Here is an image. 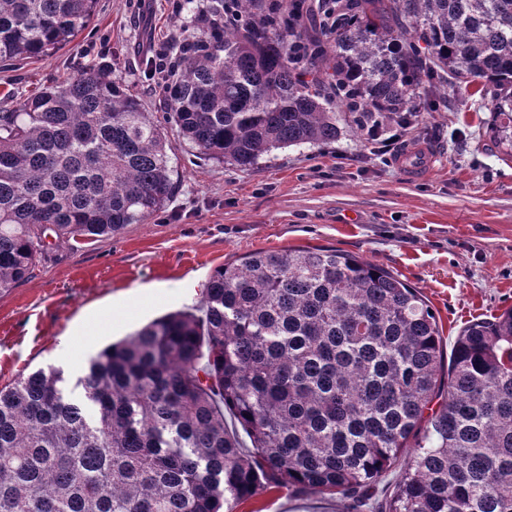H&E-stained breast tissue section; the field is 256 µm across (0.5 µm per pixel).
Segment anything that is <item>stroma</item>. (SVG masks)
<instances>
[{
	"label": "stroma",
	"instance_id": "obj_1",
	"mask_svg": "<svg viewBox=\"0 0 512 512\" xmlns=\"http://www.w3.org/2000/svg\"><path fill=\"white\" fill-rule=\"evenodd\" d=\"M196 0H100L73 44L0 69V109L81 68L109 70L146 111L165 110L160 77L145 63L175 24L205 37ZM105 42L103 54H87ZM341 136L274 151L249 170L204 161L170 134L176 191L144 224L61 249L32 278L0 294V385L53 365L76 380L105 346L167 313L197 305L224 263L263 250L332 248L397 274L426 298L446 343L468 321L512 307V158L497 154L477 83L412 118L408 144L436 157L422 181L404 179L380 154L360 115L340 110ZM236 512H347L344 500L264 494Z\"/></svg>",
	"mask_w": 512,
	"mask_h": 512
}]
</instances>
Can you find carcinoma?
<instances>
[{
	"label": "carcinoma",
	"mask_w": 512,
	"mask_h": 512,
	"mask_svg": "<svg viewBox=\"0 0 512 512\" xmlns=\"http://www.w3.org/2000/svg\"><path fill=\"white\" fill-rule=\"evenodd\" d=\"M208 0L166 118L198 156L240 169L339 136L322 92L416 115L481 82L489 139L512 156V0ZM98 0H0V63L69 46ZM413 21L407 37L402 21ZM305 47L306 71L288 58ZM175 190L165 127L94 67L0 112V293L48 253L110 238ZM68 390L48 366L0 387V512H235L295 490L384 512H512V308L461 328L445 358L419 291L337 249L259 251L215 270L192 309L101 350ZM230 411L249 444L227 428Z\"/></svg>",
	"instance_id": "1"
}]
</instances>
